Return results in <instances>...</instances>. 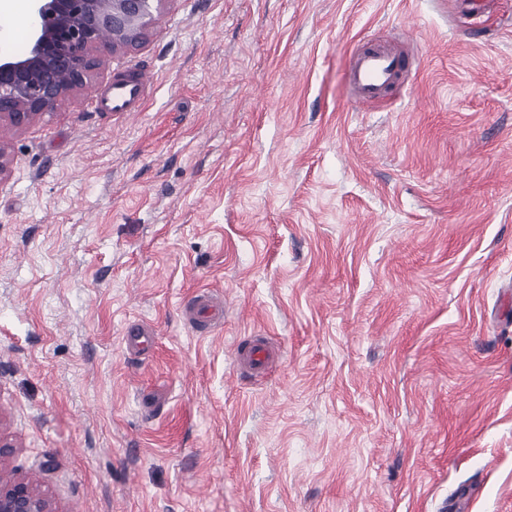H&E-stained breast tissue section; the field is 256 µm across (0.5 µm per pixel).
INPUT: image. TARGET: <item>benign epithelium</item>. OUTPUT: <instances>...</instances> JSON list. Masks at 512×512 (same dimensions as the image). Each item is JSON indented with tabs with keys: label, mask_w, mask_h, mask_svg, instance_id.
I'll return each instance as SVG.
<instances>
[{
	"label": "benign epithelium",
	"mask_w": 512,
	"mask_h": 512,
	"mask_svg": "<svg viewBox=\"0 0 512 512\" xmlns=\"http://www.w3.org/2000/svg\"><path fill=\"white\" fill-rule=\"evenodd\" d=\"M29 47L0 58V123L24 128L65 97L91 86L100 51L128 53L147 40L162 0H32ZM0 437V512H57L34 475L11 465Z\"/></svg>",
	"instance_id": "obj_1"
}]
</instances>
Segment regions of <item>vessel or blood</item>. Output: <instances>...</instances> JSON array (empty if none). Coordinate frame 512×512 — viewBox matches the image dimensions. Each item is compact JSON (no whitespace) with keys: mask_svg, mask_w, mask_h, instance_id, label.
Instances as JSON below:
<instances>
[{"mask_svg":"<svg viewBox=\"0 0 512 512\" xmlns=\"http://www.w3.org/2000/svg\"><path fill=\"white\" fill-rule=\"evenodd\" d=\"M412 66L406 53L381 44H368L356 50L349 73L354 102L369 103L383 100L388 91L411 74ZM147 81L143 75L116 77L105 91L93 93L92 106L97 112H137L145 103ZM186 320L199 333L217 326L224 319L220 296L211 291L198 292L185 312ZM155 330L147 322L135 319L125 324L122 342L126 351L138 355L154 342ZM275 356L267 337L257 336L240 350L238 365L255 377L262 376Z\"/></svg>","mask_w":512,"mask_h":512,"instance_id":"b4317fda","label":"vessel or blood"}]
</instances>
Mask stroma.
Here are the masks:
<instances>
[{
    "mask_svg": "<svg viewBox=\"0 0 512 512\" xmlns=\"http://www.w3.org/2000/svg\"><path fill=\"white\" fill-rule=\"evenodd\" d=\"M368 42L419 68L357 107ZM101 58L142 111L0 129L14 466L57 512H512V0H165ZM185 316L195 332L204 333L222 323L224 304L218 294L200 291L193 297L192 305L185 311ZM155 330L139 319L128 321L123 329L122 342L130 354L140 355L154 342ZM275 356V349L266 336H255L246 348H241L238 366L255 377L262 376Z\"/></svg>",
    "mask_w": 512,
    "mask_h": 512,
    "instance_id": "obj_1",
    "label": "stroma"
}]
</instances>
